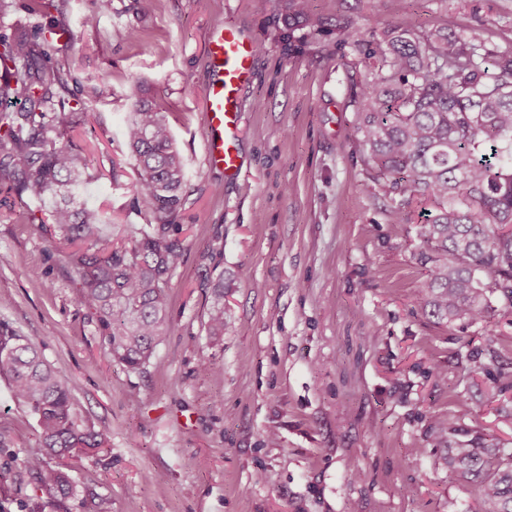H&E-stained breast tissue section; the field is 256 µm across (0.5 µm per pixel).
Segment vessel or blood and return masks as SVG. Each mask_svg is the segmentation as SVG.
<instances>
[{
	"mask_svg": "<svg viewBox=\"0 0 512 512\" xmlns=\"http://www.w3.org/2000/svg\"><path fill=\"white\" fill-rule=\"evenodd\" d=\"M208 51L216 78L205 92L207 156L211 164L235 177L242 168L236 142L242 119L238 95L251 79L256 47L235 27L227 25L213 31Z\"/></svg>",
	"mask_w": 512,
	"mask_h": 512,
	"instance_id": "vessel-or-blood-1",
	"label": "vessel or blood"
}]
</instances>
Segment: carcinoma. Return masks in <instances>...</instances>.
I'll return each instance as SVG.
<instances>
[{
    "label": "carcinoma",
    "mask_w": 512,
    "mask_h": 512,
    "mask_svg": "<svg viewBox=\"0 0 512 512\" xmlns=\"http://www.w3.org/2000/svg\"><path fill=\"white\" fill-rule=\"evenodd\" d=\"M307 2L288 0V25L302 19L318 35L324 21L306 10ZM53 35L41 25L0 34V185L9 196L43 203L46 217L29 212L27 222L43 229L50 246L72 247L67 260L79 304L95 317L112 360L139 370L167 328L171 276L184 251L185 162L163 112L133 91L125 132L137 173L133 204L151 220L118 239L106 234L101 212L76 199L77 188L95 176L67 137L79 113L57 97L69 71L41 50ZM372 37L336 32L338 44L375 60L376 72L354 98L368 180L389 196L402 224H412L413 205L431 204L413 224L416 257L428 277L417 294L422 308L449 325L464 318L485 323L495 303L512 307V51H491L442 28L388 27ZM214 293L208 326L219 340L229 325L224 280ZM2 375L36 416L46 448L21 465L40 488L69 497L72 481L57 459L103 450L106 434L78 423L73 386L7 327L0 328ZM447 463L449 474L479 486L478 512H512V452L475 437L448 447Z\"/></svg>",
    "instance_id": "1"
}]
</instances>
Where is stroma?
Segmentation results:
<instances>
[{
	"label": "stroma",
	"instance_id": "35a3bbf8",
	"mask_svg": "<svg viewBox=\"0 0 512 512\" xmlns=\"http://www.w3.org/2000/svg\"><path fill=\"white\" fill-rule=\"evenodd\" d=\"M27 2L0 10V34L59 29L50 55L70 71L66 92L84 112L71 136L96 175L82 200L105 223L147 222L132 208L125 140L130 88L142 83L186 162L185 252L167 334L131 371L79 305L66 249L23 220L41 202L0 207V324L39 347L74 385L78 420L108 437L103 451L68 457L74 493L53 504L20 464L43 452L36 419L0 377V512H95L102 499L112 512H474L477 487L449 476L446 447L427 438L444 420L451 440L512 448V391L495 383L512 365V309L448 326L416 301L426 269L359 158L364 56L336 30L367 39L384 24H443L504 51L512 0H309L320 35L289 27L287 0L263 12L254 0H111L92 27L82 17L93 0H55L45 16ZM225 24L256 46L236 178L205 152L207 43ZM130 27L143 45L124 38ZM219 281L233 329L214 343Z\"/></svg>",
	"mask_w": 512,
	"mask_h": 512
}]
</instances>
